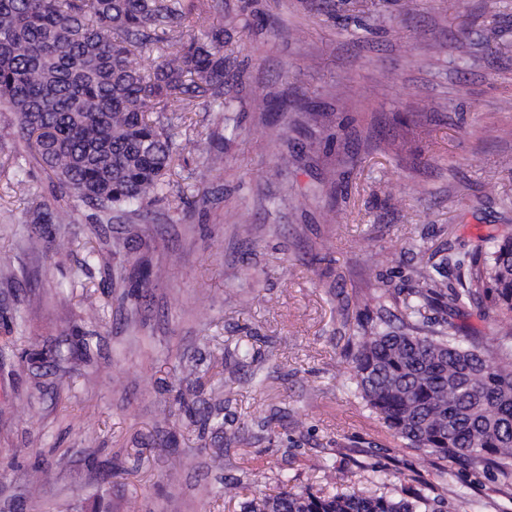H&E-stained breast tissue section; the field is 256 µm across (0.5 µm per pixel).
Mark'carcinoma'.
<instances>
[{
	"mask_svg": "<svg viewBox=\"0 0 512 512\" xmlns=\"http://www.w3.org/2000/svg\"><path fill=\"white\" fill-rule=\"evenodd\" d=\"M220 0H0V110L11 115L13 179L25 188L31 156L61 193L93 211L94 223L122 219L138 235L165 176L185 149L186 105L222 112L224 30L205 25ZM169 44L145 77L137 61L147 47ZM157 117H151V114ZM224 163V138L206 151ZM42 230L32 248L62 223L45 202L28 209ZM459 287L419 271L405 301L408 321L366 323L350 350V380L366 407L403 447L437 460L493 472L512 498V236H489L456 261ZM436 296L450 307L475 305L495 314L490 337L433 329L426 316ZM463 512L487 503L439 473ZM244 512H442L423 482L342 494L307 489L256 497Z\"/></svg>",
	"mask_w": 512,
	"mask_h": 512,
	"instance_id": "obj_1",
	"label": "carcinoma"
}]
</instances>
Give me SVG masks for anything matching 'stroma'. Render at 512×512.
Wrapping results in <instances>:
<instances>
[{"instance_id": "stroma-1", "label": "stroma", "mask_w": 512, "mask_h": 512, "mask_svg": "<svg viewBox=\"0 0 512 512\" xmlns=\"http://www.w3.org/2000/svg\"><path fill=\"white\" fill-rule=\"evenodd\" d=\"M210 23L229 112H189L128 255L111 252L123 224L92 223L34 160L28 196L68 213L64 249L27 251L0 116V512H241L376 470L436 478L347 387L345 348L368 308L401 315L420 268L457 288L455 259L512 234V0H224ZM143 267L167 275L127 299ZM55 348L73 355L45 360Z\"/></svg>"}]
</instances>
